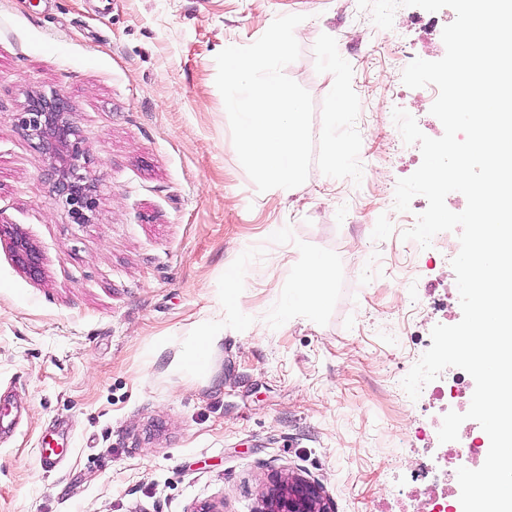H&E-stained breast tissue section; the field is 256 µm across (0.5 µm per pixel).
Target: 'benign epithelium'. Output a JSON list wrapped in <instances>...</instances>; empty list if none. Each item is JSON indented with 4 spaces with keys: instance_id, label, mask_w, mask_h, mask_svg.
I'll use <instances>...</instances> for the list:
<instances>
[{
    "instance_id": "obj_1",
    "label": "benign epithelium",
    "mask_w": 512,
    "mask_h": 512,
    "mask_svg": "<svg viewBox=\"0 0 512 512\" xmlns=\"http://www.w3.org/2000/svg\"><path fill=\"white\" fill-rule=\"evenodd\" d=\"M18 124L35 140L36 147L49 161L58 176L57 189L63 196L72 221L86 224L97 207L90 182L77 173L84 155L66 100L59 95L31 97L24 111L18 113ZM10 236L15 263L26 273L35 275L41 269V255L18 226L0 219V235ZM260 512H331L319 487L288 474L279 476L269 487Z\"/></svg>"
}]
</instances>
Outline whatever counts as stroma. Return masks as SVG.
<instances>
[{
    "label": "stroma",
    "mask_w": 512,
    "mask_h": 512,
    "mask_svg": "<svg viewBox=\"0 0 512 512\" xmlns=\"http://www.w3.org/2000/svg\"><path fill=\"white\" fill-rule=\"evenodd\" d=\"M409 13L383 30L357 0H0V214L42 257L31 277L0 240V402L18 408L0 431V512H255L288 472L333 512H430L420 466L451 451L481 467L467 453L487 441L478 422L440 442L443 401L393 385L435 325L462 318L447 254L414 250L401 233L416 212L386 205L422 162L394 109L444 133L402 82L403 44L445 54ZM290 14L305 20L284 72L312 97L314 160L291 193L261 192L215 57ZM38 93L69 105L97 199L89 223L72 222L18 124ZM312 255L335 271L327 302L285 316ZM442 293L444 313L407 304ZM207 321L224 334L197 367ZM50 445L65 455L46 470Z\"/></svg>",
    "instance_id": "1"
}]
</instances>
